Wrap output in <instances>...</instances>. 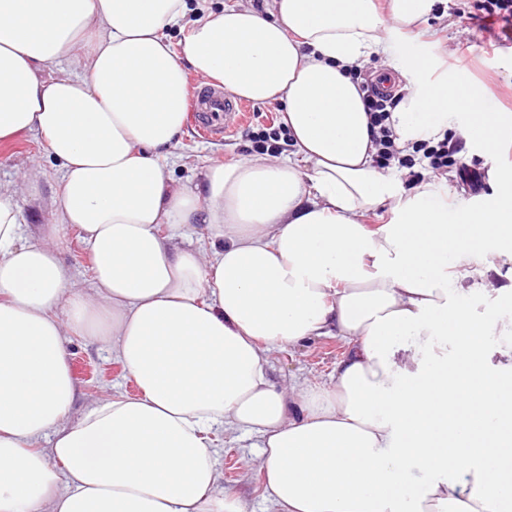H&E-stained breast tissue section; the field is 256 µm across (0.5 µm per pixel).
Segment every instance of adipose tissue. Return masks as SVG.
<instances>
[{"label":"adipose tissue","instance_id":"obj_1","mask_svg":"<svg viewBox=\"0 0 512 512\" xmlns=\"http://www.w3.org/2000/svg\"><path fill=\"white\" fill-rule=\"evenodd\" d=\"M433 6L0 0V141L36 135L61 169L37 243L16 199L42 169L0 183V512H249L218 467L227 431L258 434L273 512H512V280L469 281L471 259L512 265V196L452 222L435 182L402 190L349 74L401 63V151L457 112L463 138L497 149L478 91L407 40ZM191 73L279 105L292 152L176 182L162 153ZM389 200L391 222L366 224ZM187 224L205 243L176 242ZM67 227L89 287L58 256ZM331 333L350 344L331 382L270 380L272 349ZM73 335L111 344L137 393L72 417Z\"/></svg>","mask_w":512,"mask_h":512}]
</instances>
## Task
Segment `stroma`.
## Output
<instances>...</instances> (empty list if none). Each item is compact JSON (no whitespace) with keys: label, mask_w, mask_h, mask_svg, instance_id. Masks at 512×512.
Segmentation results:
<instances>
[{"label":"stroma","mask_w":512,"mask_h":512,"mask_svg":"<svg viewBox=\"0 0 512 512\" xmlns=\"http://www.w3.org/2000/svg\"><path fill=\"white\" fill-rule=\"evenodd\" d=\"M501 23L491 22L485 12L475 10L472 0H435L427 22L413 30L411 37L419 49L431 57L435 71L448 74L479 90L484 108L493 116L512 117V42L497 40ZM276 105L256 104L249 120L235 133L219 140L202 141L194 134L193 123H186L166 161L175 180H197L202 168L220 165L254 154L253 134L279 124ZM468 162L479 176V189L467 188L456 169H449L444 181L448 186V213L461 215L463 209L492 197L498 184L489 181L492 170H512V133L505 135L499 147L486 152L467 144ZM39 163L46 177L38 197L22 194L17 198L21 219L30 241L41 236L43 224L51 219L52 200L58 187V166L45 152L41 140L23 137L0 142V182L16 180L31 163ZM58 252L81 283H90L91 260L77 230L61 232ZM77 389L74 413H81L101 392L121 391L135 394L136 386L111 353L99 342L82 336L71 337L67 344ZM348 344L335 335L316 336L290 348L274 350L270 357V377L282 384L292 379L326 382L336 365L347 354ZM259 442L257 436L227 432L215 441L224 487L246 501L249 512H271L263 496L262 480L245 467Z\"/></svg>","instance_id":"obj_1"}]
</instances>
